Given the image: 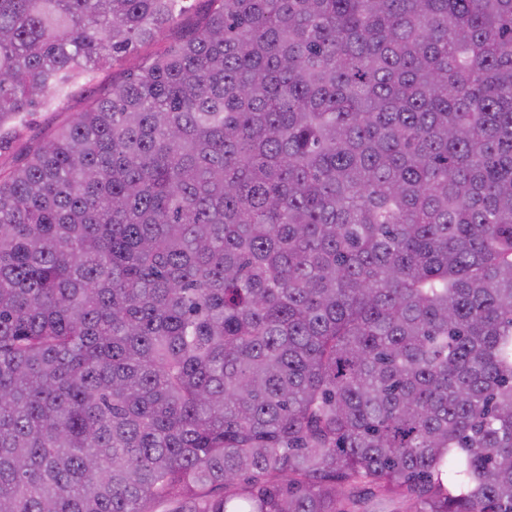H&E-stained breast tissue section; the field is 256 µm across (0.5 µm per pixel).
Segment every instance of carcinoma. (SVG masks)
<instances>
[{
  "mask_svg": "<svg viewBox=\"0 0 512 512\" xmlns=\"http://www.w3.org/2000/svg\"><path fill=\"white\" fill-rule=\"evenodd\" d=\"M184 0H0V148ZM0 512H512V0H203L0 168ZM176 36V28L165 29L163 33L158 35L154 46L152 48L138 46L134 50H131L127 54L120 57L116 62L99 71L97 74L96 82H112V74L115 75L123 70L138 67L142 64L144 59L147 57L151 49L155 47H165L171 44Z\"/></svg>",
  "mask_w": 512,
  "mask_h": 512,
  "instance_id": "carcinoma-1",
  "label": "carcinoma"
}]
</instances>
